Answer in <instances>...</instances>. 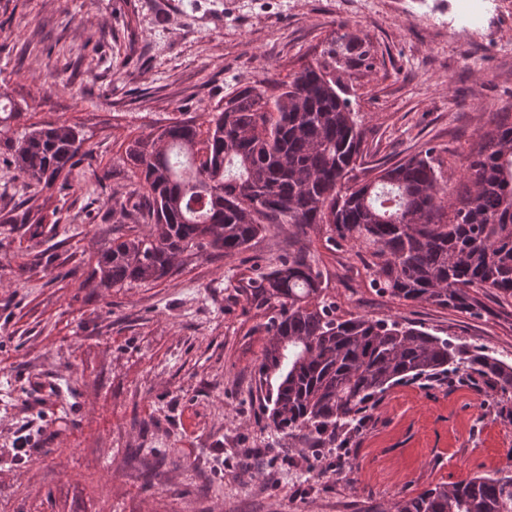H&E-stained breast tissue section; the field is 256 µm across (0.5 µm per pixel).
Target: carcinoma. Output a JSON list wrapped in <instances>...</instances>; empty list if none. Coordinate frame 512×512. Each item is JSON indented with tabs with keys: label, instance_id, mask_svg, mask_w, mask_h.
Listing matches in <instances>:
<instances>
[{
	"label": "carcinoma",
	"instance_id": "obj_1",
	"mask_svg": "<svg viewBox=\"0 0 512 512\" xmlns=\"http://www.w3.org/2000/svg\"><path fill=\"white\" fill-rule=\"evenodd\" d=\"M336 58L307 65L269 95L259 80L209 114L207 138L175 121L126 155L147 190V230L112 239L98 261V287L156 280L191 249L230 256L270 224L299 234L325 226L326 243H357L372 257V285L400 301L477 315L473 288L512 298V122L492 114L487 145L464 167L457 202L445 192L430 152L362 182L350 173L364 132L330 71ZM70 126H31L3 141L17 176L52 188L88 152ZM254 299L273 311L258 373L267 386V426L306 430L330 448L361 415L407 379L436 382L479 374L512 395V364L398 319H343L324 294L305 251L258 276ZM395 512H512V476H479L436 486L395 504Z\"/></svg>",
	"mask_w": 512,
	"mask_h": 512
}]
</instances>
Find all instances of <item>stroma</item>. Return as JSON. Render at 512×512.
<instances>
[{
    "instance_id": "1",
    "label": "stroma",
    "mask_w": 512,
    "mask_h": 512,
    "mask_svg": "<svg viewBox=\"0 0 512 512\" xmlns=\"http://www.w3.org/2000/svg\"><path fill=\"white\" fill-rule=\"evenodd\" d=\"M463 0H0V90L12 128L73 126L89 156L66 189L16 180L0 147V512H393L435 486L512 475V398L481 376L401 383L340 448L266 426V308L251 280L310 254L343 317L397 316L512 362V301L470 315L375 292L365 256L319 227L271 225L224 257L185 252L164 278L98 288L93 273L146 205L125 149L176 120L205 125L227 96L288 81L332 43L364 136L357 175L432 149L449 198L512 114V0L478 31ZM37 224H14L25 200ZM34 452L17 459L19 433ZM155 466L152 482L142 462Z\"/></svg>"
}]
</instances>
